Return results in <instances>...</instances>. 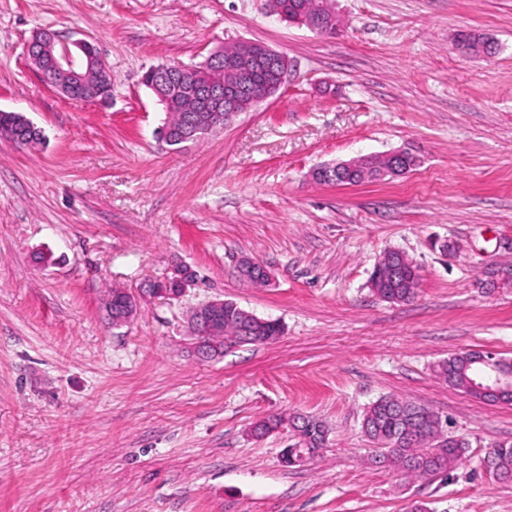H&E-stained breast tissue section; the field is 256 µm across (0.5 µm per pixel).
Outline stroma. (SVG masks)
Here are the masks:
<instances>
[{"mask_svg":"<svg viewBox=\"0 0 512 512\" xmlns=\"http://www.w3.org/2000/svg\"><path fill=\"white\" fill-rule=\"evenodd\" d=\"M336 10L342 32L320 36L270 0H0V109L45 136L0 138V512H512V482L483 467L491 443L512 442V403L434 371L467 350L512 360V287L491 284L512 267V0ZM42 28L99 48L110 106L41 80L27 44ZM470 30L497 53L457 50ZM241 41L285 55L287 83L201 141L160 143L143 72ZM399 148L421 157L405 175L312 177ZM391 249L420 271L413 301L370 289ZM241 256L268 286L240 277ZM178 264L196 286L107 319L109 289ZM216 298L283 334L199 361L188 316ZM385 396L448 418L465 458L430 480L377 463L361 422ZM298 415L327 436L290 466ZM272 416L285 425L255 436Z\"/></svg>","mask_w":512,"mask_h":512,"instance_id":"stroma-1","label":"stroma"}]
</instances>
